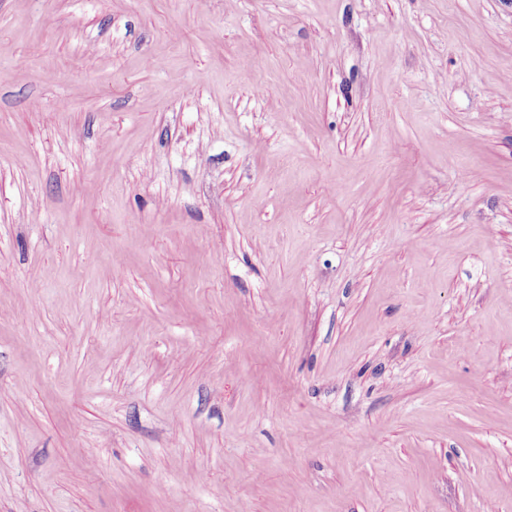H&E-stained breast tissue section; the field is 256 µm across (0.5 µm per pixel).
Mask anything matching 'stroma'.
<instances>
[{"label":"stroma","mask_w":512,"mask_h":512,"mask_svg":"<svg viewBox=\"0 0 512 512\" xmlns=\"http://www.w3.org/2000/svg\"><path fill=\"white\" fill-rule=\"evenodd\" d=\"M0 512H512V0H0Z\"/></svg>","instance_id":"obj_1"}]
</instances>
